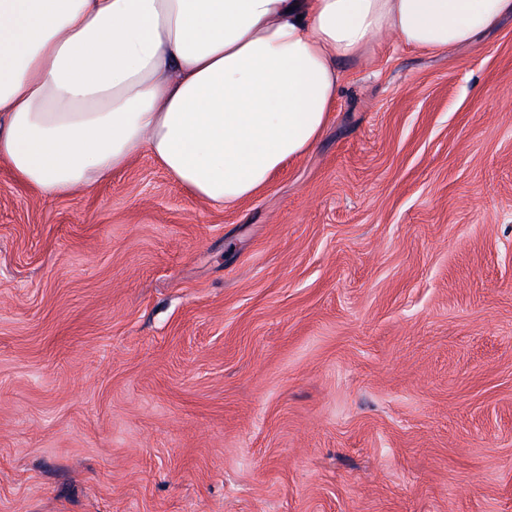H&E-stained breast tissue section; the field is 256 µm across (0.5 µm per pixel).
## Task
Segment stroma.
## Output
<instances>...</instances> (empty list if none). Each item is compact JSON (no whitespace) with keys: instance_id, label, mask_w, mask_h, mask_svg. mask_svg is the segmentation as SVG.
Segmentation results:
<instances>
[{"instance_id":"1","label":"stroma","mask_w":512,"mask_h":512,"mask_svg":"<svg viewBox=\"0 0 512 512\" xmlns=\"http://www.w3.org/2000/svg\"><path fill=\"white\" fill-rule=\"evenodd\" d=\"M342 70L232 207L0 160V512H512V18Z\"/></svg>"}]
</instances>
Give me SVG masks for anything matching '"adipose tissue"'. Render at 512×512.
<instances>
[{
	"mask_svg": "<svg viewBox=\"0 0 512 512\" xmlns=\"http://www.w3.org/2000/svg\"><path fill=\"white\" fill-rule=\"evenodd\" d=\"M512 0H0V160L54 197L148 153L192 197H253L318 142L374 39L446 53Z\"/></svg>",
	"mask_w": 512,
	"mask_h": 512,
	"instance_id": "adipose-tissue-1",
	"label": "adipose tissue"
}]
</instances>
